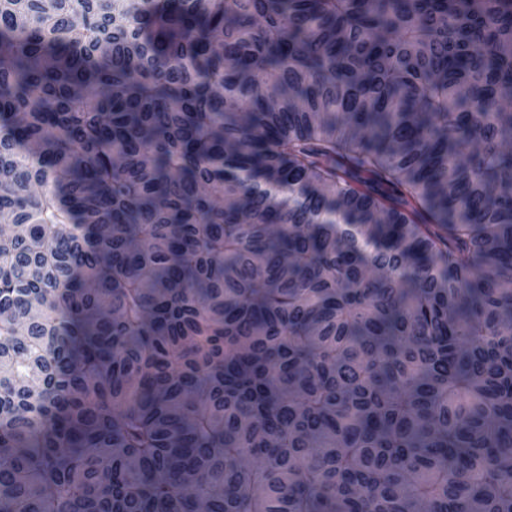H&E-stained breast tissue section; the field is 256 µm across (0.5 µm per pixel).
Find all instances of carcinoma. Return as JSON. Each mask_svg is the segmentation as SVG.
Here are the masks:
<instances>
[{
	"label": "carcinoma",
	"instance_id": "obj_1",
	"mask_svg": "<svg viewBox=\"0 0 512 512\" xmlns=\"http://www.w3.org/2000/svg\"><path fill=\"white\" fill-rule=\"evenodd\" d=\"M0 512H512V0H0Z\"/></svg>",
	"mask_w": 512,
	"mask_h": 512
}]
</instances>
